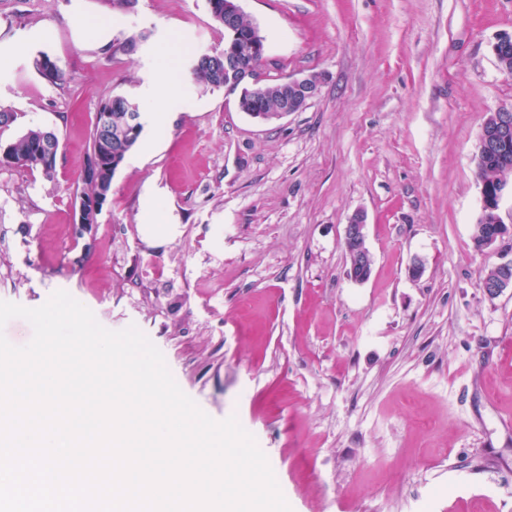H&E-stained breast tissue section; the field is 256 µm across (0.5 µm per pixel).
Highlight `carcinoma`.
<instances>
[{"label":"carcinoma","mask_w":512,"mask_h":512,"mask_svg":"<svg viewBox=\"0 0 512 512\" xmlns=\"http://www.w3.org/2000/svg\"><path fill=\"white\" fill-rule=\"evenodd\" d=\"M36 71L46 80L59 84L64 81L65 71L59 61L46 52L39 53L33 60ZM185 73L195 85L204 89H221L224 87V55H212L202 51L191 56L185 63ZM281 83H267L265 96L251 102L257 110H273L279 104ZM140 111V106L126 97H113L100 107L102 112L112 113L111 149L104 148L92 130L87 147L86 161L77 178L76 191L88 204L107 202L112 190V179L117 169L123 164L128 154L139 141L142 130L131 131L118 129L120 117L130 109ZM60 147L57 134L39 126L29 127L16 137L2 143L0 147L7 150L9 157L18 167L39 170L45 176L52 177L56 166L46 162L44 145ZM512 172V166L504 167L493 164L488 159L477 160V176L481 182L493 183L504 181L505 174Z\"/></svg>","instance_id":"carcinoma-1"}]
</instances>
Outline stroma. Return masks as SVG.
I'll return each mask as SVG.
<instances>
[{
  "mask_svg": "<svg viewBox=\"0 0 512 512\" xmlns=\"http://www.w3.org/2000/svg\"><path fill=\"white\" fill-rule=\"evenodd\" d=\"M240 6L266 37L265 82L321 77L275 123L183 73L192 49H224L207 0H0V108L16 114L0 139H60L54 178L0 165V300L36 308L63 290L107 329L137 326L206 414L255 437L292 512H512V290L483 293L505 253L472 239L482 128L512 110L492 50L512 0ZM130 36L134 52H110ZM165 49L179 100L76 235L99 105L156 112ZM40 51L63 85L35 71ZM358 210L362 283L343 248ZM33 66L44 79L51 83L59 84L64 81L65 71L63 67L57 59L46 52H40L34 58ZM367 237V222L366 215L362 211L353 213L347 224L345 225L343 245L344 250L352 256L349 258L350 269L348 270V276L351 280L356 282H364L369 277L364 276L363 268H369L373 264V259L370 252L365 247ZM345 253L347 255V252Z\"/></svg>",
  "mask_w": 512,
  "mask_h": 512,
  "instance_id": "35a3bbf8",
  "label": "stroma"
}]
</instances>
